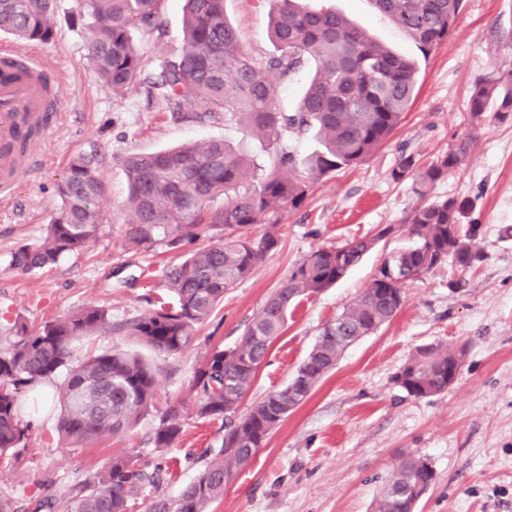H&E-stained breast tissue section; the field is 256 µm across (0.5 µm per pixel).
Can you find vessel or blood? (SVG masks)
<instances>
[{"label":"vessel or blood","mask_w":512,"mask_h":512,"mask_svg":"<svg viewBox=\"0 0 512 512\" xmlns=\"http://www.w3.org/2000/svg\"><path fill=\"white\" fill-rule=\"evenodd\" d=\"M0 59L18 63L17 77L0 79V196H13L28 170L41 166L37 153H30L25 167H17L8 151L25 120L51 111L49 90L44 76L48 67L35 50L12 47L0 49Z\"/></svg>","instance_id":"b4317fda"}]
</instances>
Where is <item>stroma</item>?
I'll return each mask as SVG.
<instances>
[{"mask_svg": "<svg viewBox=\"0 0 512 512\" xmlns=\"http://www.w3.org/2000/svg\"><path fill=\"white\" fill-rule=\"evenodd\" d=\"M301 5L310 11L334 8L414 58L420 71L417 98L389 141L364 163L323 178L299 208L279 213L278 247L225 293L182 354H149L158 369L156 402L134 429L91 447L60 445L50 398L64 374L21 390L31 428L15 450L17 462L0 463V496L15 507L33 512L46 497L68 500L115 454L158 474L130 500L128 512H146L154 499L176 497L205 467L203 450L219 449L224 439V420L196 413L193 379L209 350L219 343L233 346L270 292L312 251L402 223L416 197L410 182L390 177L401 153L423 164L445 153L469 129L467 102L474 85L497 68L512 66V0H463L447 40L427 54L371 0H301ZM224 8L251 57L273 54L265 0H225ZM73 9L74 0H59L56 38L44 47L66 92L57 124L37 143L44 165L22 180L10 204L0 205V351L10 348L22 324L38 328L89 306L108 309L119 323L146 311L149 301L168 300L164 272L183 252L163 243L149 252L129 248L124 156L214 138L259 165L270 164L266 145L231 121L196 119L192 106L175 117L172 105L138 83L118 94L104 86L84 57L90 29L73 24ZM164 18V40L141 46L151 73L180 47L179 0H168ZM93 143L104 155L109 215L98 241L49 269L8 268L11 251L44 236L59 206L57 181L71 157ZM433 193L472 201L464 221L479 227L481 261L466 272L446 264L410 282L395 317L345 350L308 400L271 431L210 512H373L392 463L404 454L423 457L435 474L416 512H512V237L506 233L512 228V115L486 122L465 164ZM408 243L399 234L379 241L342 280L303 298L289 313L243 406L288 384L323 326L367 288L384 258ZM431 343L463 349L459 375L444 393L410 396L395 376L415 348ZM172 408L180 414L181 433L171 448L156 450L152 436Z\"/></svg>", "mask_w": 512, "mask_h": 512, "instance_id": "1", "label": "stroma"}]
</instances>
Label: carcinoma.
Returning a JSON list of instances; mask_svg holds the SVG:
<instances>
[{
  "instance_id": "carcinoma-1",
  "label": "carcinoma",
  "mask_w": 512,
  "mask_h": 512,
  "mask_svg": "<svg viewBox=\"0 0 512 512\" xmlns=\"http://www.w3.org/2000/svg\"><path fill=\"white\" fill-rule=\"evenodd\" d=\"M58 0H0V33L26 44L54 40ZM269 5V37L276 54L264 61L250 57L224 12V0H182L183 45L161 64L159 77L145 74L137 41L164 35L167 0H76L78 15L92 19L84 45L97 77L114 92L140 82L150 93L177 105L202 104L204 116L219 113L244 126L271 150L273 166L257 177L259 165L222 140L209 139L123 158L131 219L125 231L132 247L148 252L162 241L179 247L202 233L217 242L193 250L166 273L172 302L115 325L137 344L167 357L181 354L193 341L195 327L206 320L224 293L248 277L278 246L281 211L297 208L308 191L340 168L365 162L400 125L418 91V65L372 39L349 18L327 8L303 11L297 0H264ZM375 8L407 32L422 53L448 39L462 0H371ZM310 65L311 77L294 108L279 109L270 75H287ZM469 131L448 152L421 165L402 155L391 170L395 182H411L418 202L403 223L389 224L372 236L341 247H322L302 260L270 293L229 349H211L196 371L193 388L202 417H232L251 388L268 350L286 325L288 310L303 297L341 280L376 244L399 231L412 245L387 263L404 276L388 280L377 269L368 288L326 324L297 369V397L290 386L272 391L230 422L214 457L175 499L159 498L148 512H208L224 496L235 473L262 447L270 432L308 398L335 368L343 352L363 336L389 322L404 301V286L446 261L462 272L481 261L475 233L463 228L471 204L432 194L435 185L460 168L471 150L475 131L488 114H512V67L499 68L478 82L468 100ZM43 127L28 125L17 142L19 157L40 138ZM287 134L312 135L319 149L298 158L285 149ZM102 156L80 152L56 185L59 207L42 240L11 252L12 269H45L96 241L107 223L101 207L105 185ZM271 224L261 235L249 227ZM112 326L103 307H86L38 329L18 327L11 347L0 352V459L27 438L19 390L49 381L66 370L55 395L60 406L59 434L74 445H88L129 431L155 396L157 368L141 355L122 350L91 354L70 365L74 342ZM462 362V351L442 344L415 349L396 375L410 395L428 397L448 389V364ZM181 432V418L171 409L154 433L158 449L170 447ZM155 476L133 459L113 455L104 460L92 482L64 512H127V503ZM434 480L427 462L402 455L392 464L375 500L374 512H409V505Z\"/></svg>"
}]
</instances>
